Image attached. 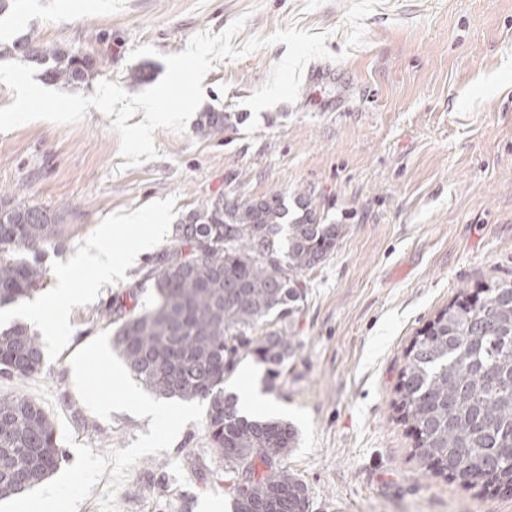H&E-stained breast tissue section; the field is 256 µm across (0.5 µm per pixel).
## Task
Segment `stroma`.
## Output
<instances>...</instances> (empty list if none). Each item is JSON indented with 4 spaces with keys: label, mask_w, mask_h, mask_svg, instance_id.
Returning a JSON list of instances; mask_svg holds the SVG:
<instances>
[{
    "label": "stroma",
    "mask_w": 512,
    "mask_h": 512,
    "mask_svg": "<svg viewBox=\"0 0 512 512\" xmlns=\"http://www.w3.org/2000/svg\"><path fill=\"white\" fill-rule=\"evenodd\" d=\"M350 0H13L0 13V43L31 36L93 61L76 93L100 81L137 94L156 85L163 55L203 30L239 17L234 50L254 36L297 24L317 34L338 26ZM366 42L338 54L334 81L303 82L296 102L252 114L246 98L287 51L265 46L215 62L202 82L201 111L229 117L223 135L153 134L156 159L128 167L110 118L88 108L78 122L33 121L0 133V195L63 209L58 246L32 300L50 297L85 240L130 211L178 224L223 198L307 189L318 215L343 231L335 251L306 274L308 295L293 322L286 368L270 377L241 358L224 382L244 398L261 389L296 431L283 463L307 487L309 512H512V494L427 470L416 435L394 408L405 354L417 332L460 288L512 279V0H382L364 20ZM148 44L152 56L129 62ZM146 78L129 79L133 66ZM140 256L124 281L94 302L69 305L65 344L44 347L41 372L0 376V395L23 394L54 424H66L61 467L75 445L105 457L148 433L150 418L94 415L70 358L114 332L102 310L128 291L151 298ZM204 425L188 423L170 450L140 458L116 496L117 512H230L234 492Z\"/></svg>",
    "instance_id": "35a3bbf8"
}]
</instances>
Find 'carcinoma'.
<instances>
[{
    "mask_svg": "<svg viewBox=\"0 0 512 512\" xmlns=\"http://www.w3.org/2000/svg\"><path fill=\"white\" fill-rule=\"evenodd\" d=\"M12 50L46 66V80L83 81L93 62L59 47L17 42ZM229 116L204 112L198 130L224 133ZM62 212L0 198V309L36 290L47 276L42 257L56 245ZM342 225L317 221L311 195L274 192L218 199L176 225L151 262L149 303L115 298L105 308L117 323L115 348L129 374L165 398L207 404L211 447L224 457L234 512H293L308 501L302 481L283 464L295 432L285 421L239 415L224 378L252 355L277 375L291 355V322L307 297L304 276L335 250ZM41 345L28 327H0V375L19 380L41 371ZM395 405L419 431L415 456L430 469L472 462L512 475V280L491 278L471 299L435 316L405 355ZM63 453L44 409L15 394L0 396V500L22 494L57 468Z\"/></svg>",
    "mask_w": 512,
    "mask_h": 512,
    "instance_id": "carcinoma-1",
    "label": "carcinoma"
}]
</instances>
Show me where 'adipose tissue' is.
Masks as SVG:
<instances>
[{"instance_id":"ef3b65f1","label":"adipose tissue","mask_w":512,"mask_h":512,"mask_svg":"<svg viewBox=\"0 0 512 512\" xmlns=\"http://www.w3.org/2000/svg\"><path fill=\"white\" fill-rule=\"evenodd\" d=\"M143 223L142 213L129 212L116 218L114 223L103 225L95 237L85 242L77 260L78 268L86 272L85 277L77 281L72 275L62 274L56 278L51 301L59 312L53 322H46L44 306L28 309L29 323L45 327L49 344L64 342L68 323L66 309L70 304L80 298L92 299L100 288L123 279L128 262L116 259L112 252V239Z\"/></svg>"}]
</instances>
